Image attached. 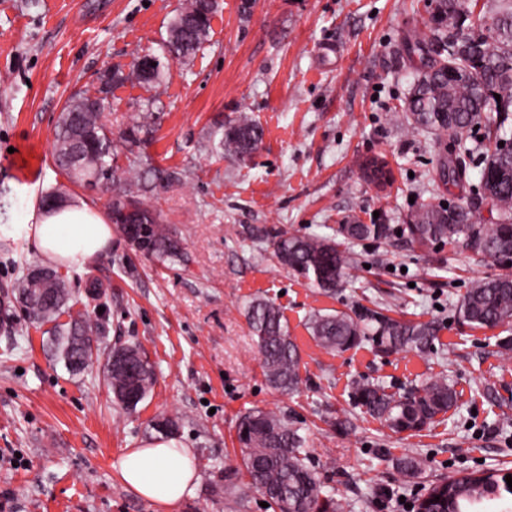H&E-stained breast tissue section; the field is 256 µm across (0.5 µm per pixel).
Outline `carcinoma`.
I'll return each instance as SVG.
<instances>
[{
	"label": "carcinoma",
	"mask_w": 512,
	"mask_h": 512,
	"mask_svg": "<svg viewBox=\"0 0 512 512\" xmlns=\"http://www.w3.org/2000/svg\"><path fill=\"white\" fill-rule=\"evenodd\" d=\"M495 12L477 9L478 0H430L434 26L430 36L415 35L414 47L429 57L427 69L406 99V120L417 131L436 135L453 132L455 147L467 154V141L482 132L485 152L478 156L480 180L470 193L473 198L445 208L421 205L409 223L341 224L336 236L298 235L280 232L272 242V258L282 268L326 293L342 286L346 269L353 265L348 243L388 240L397 232L421 248L436 244H460L492 262L500 273L472 283L454 307L455 316L474 328H497L512 323V0H497ZM210 0H180L167 32L190 24L182 44L173 48L168 39L160 44L161 55L186 63L208 40ZM465 17L466 28L444 24L449 18ZM462 49L461 64L454 73L440 67L439 57L448 49ZM171 76L159 65L151 77L134 69H112V88L127 82L144 87L161 84ZM500 98H495V95ZM92 95L84 90L66 104L54 128L53 159L57 168L81 186L90 180H109L114 186L109 201L111 221L135 248H147L161 260L181 261L180 240L161 223L160 215L145 201L147 188L170 187L182 182L186 172L154 165L137 152L141 133L147 127L152 102L131 119L120 140L102 123L101 112L90 106ZM264 137L262 126L242 113L211 133V150L233 161L253 157ZM126 153L128 168L117 163ZM488 201L496 221L478 223L476 202ZM14 278L9 288L15 303L30 323L48 336L52 356L71 373L85 372L99 359L106 334L104 322L88 314L72 315V291L65 275L35 279L37 266L23 259H9ZM246 316L262 359L268 384L281 393H292L302 382L301 356L288 331L280 308L272 301L256 298L249 302ZM308 329L315 342L327 351H346L365 342L381 352L425 351L432 347L437 327L432 322H401L378 311L316 314ZM106 380L114 400L134 410L152 392L156 382L154 365L140 346L128 344L107 353ZM350 399L363 413L383 420L395 433L418 432L445 413L456 401V392L444 377L424 380L402 394L392 393L378 383L360 378L352 383ZM179 420L163 416L153 422L156 433L169 437ZM237 439L243 448V463L249 483L239 490V499L255 488L277 512H340L330 487L311 464L308 438L271 410L251 409L239 417ZM426 466L423 459L404 457L398 467L414 477ZM495 476L476 471L452 482L444 480L426 489H448V503L435 502L432 512H476L475 507L490 495L487 486Z\"/></svg>",
	"instance_id": "carcinoma-1"
}]
</instances>
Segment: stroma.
<instances>
[{"mask_svg": "<svg viewBox=\"0 0 512 512\" xmlns=\"http://www.w3.org/2000/svg\"><path fill=\"white\" fill-rule=\"evenodd\" d=\"M179 0H0V225L23 224L46 191L100 209L109 198L71 183L52 165L54 127L70 96L99 76L129 69L157 50ZM210 35L189 64L171 63L159 86L126 83L105 101L103 123L123 129L152 101L155 130L144 151L186 170L183 184L150 203L187 257L160 263L120 232L84 268L62 267L74 312L94 313L104 293L105 346L140 345L154 364L152 394L136 410L116 403L103 362L70 373L54 360L23 311L9 350L0 332V512H163L127 488L118 462L152 439V423L178 417L177 440L194 452V492L172 512H273L259 491L237 503L225 473L247 482L236 425L253 408L275 411L308 435L312 464L345 512H397L430 480L471 470H512V360L504 328L473 329L453 306L474 279L494 274L461 247L427 250L393 236L353 244L346 287L328 295L279 267L278 232L335 235L339 224L405 223L414 205H448L463 190L443 186L441 162L479 170L450 137L420 135L404 106L422 64L414 33L432 24L427 0H219ZM248 113L263 127L260 149L241 165L207 150L213 128ZM379 158L390 179L377 187L364 167ZM278 305L301 354L299 389L272 390L245 307ZM364 307L438 327L427 353H381L365 344L329 353L306 323L317 312ZM447 377L456 403L415 435L396 434L351 405L353 380L400 392ZM350 418L338 433L334 422ZM427 459L419 478L398 459Z\"/></svg>", "mask_w": 512, "mask_h": 512, "instance_id": "obj_1", "label": "stroma"}]
</instances>
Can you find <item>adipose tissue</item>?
<instances>
[{
    "mask_svg": "<svg viewBox=\"0 0 512 512\" xmlns=\"http://www.w3.org/2000/svg\"><path fill=\"white\" fill-rule=\"evenodd\" d=\"M25 236L43 258L81 266L110 248L108 216L81 198L32 211ZM122 481L141 497L172 507L193 492V453L176 439L158 437L128 449L119 462Z\"/></svg>",
    "mask_w": 512,
    "mask_h": 512,
    "instance_id": "ef3b65f1",
    "label": "adipose tissue"
}]
</instances>
